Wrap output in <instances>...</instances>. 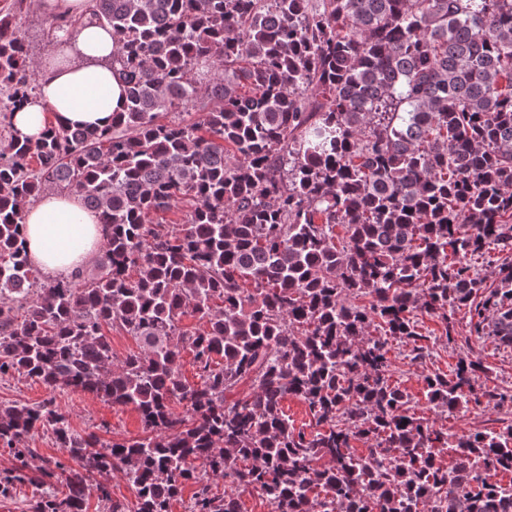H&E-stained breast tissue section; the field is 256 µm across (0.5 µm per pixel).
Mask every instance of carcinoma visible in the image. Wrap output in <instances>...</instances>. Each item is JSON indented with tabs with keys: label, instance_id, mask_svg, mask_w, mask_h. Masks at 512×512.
Here are the masks:
<instances>
[{
	"label": "carcinoma",
	"instance_id": "cac0c4a2",
	"mask_svg": "<svg viewBox=\"0 0 512 512\" xmlns=\"http://www.w3.org/2000/svg\"><path fill=\"white\" fill-rule=\"evenodd\" d=\"M24 4L0 9V378L131 406L145 436L107 444L50 399L1 404L16 465L0 495L30 483L29 512H86L93 489L105 512H169L193 482L189 512H240L241 488L272 512H512L491 479L512 474V421L448 434L388 357L394 342L429 356L423 313L450 345L464 320L512 348V262L492 288L475 263L512 249V0H89L124 111L37 140L11 122L38 90ZM47 190L99 214L93 276L30 262L24 205ZM176 203L184 221H159ZM188 313L201 329L183 330ZM114 327L140 351L114 361ZM483 372L467 354L424 376L430 410L512 407ZM289 396L311 429L284 414ZM38 427L67 461L31 476ZM114 470L134 507L112 500Z\"/></svg>",
	"mask_w": 512,
	"mask_h": 512
}]
</instances>
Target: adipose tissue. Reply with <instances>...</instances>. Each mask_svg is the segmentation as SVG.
<instances>
[{"mask_svg":"<svg viewBox=\"0 0 512 512\" xmlns=\"http://www.w3.org/2000/svg\"><path fill=\"white\" fill-rule=\"evenodd\" d=\"M49 17L80 20L68 36L59 65H41L36 96L17 109L12 124L20 136L36 139L49 124L105 127L123 111V88L107 62L112 57V31L89 21L87 0H37ZM25 245L33 265L44 275L71 274L88 262L103 241L95 211L79 196L46 191L24 209Z\"/></svg>","mask_w":512,"mask_h":512,"instance_id":"1","label":"adipose tissue"}]
</instances>
